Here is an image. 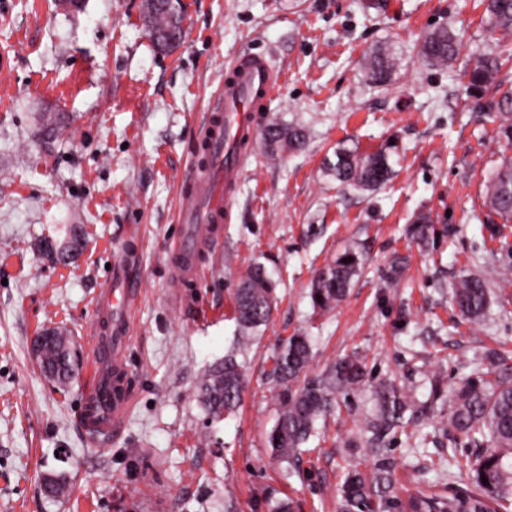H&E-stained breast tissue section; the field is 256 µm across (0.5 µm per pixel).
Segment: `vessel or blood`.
<instances>
[{"mask_svg": "<svg viewBox=\"0 0 512 512\" xmlns=\"http://www.w3.org/2000/svg\"><path fill=\"white\" fill-rule=\"evenodd\" d=\"M231 69L233 77L225 82L223 91L210 106L203 126L206 163L193 172L191 188L180 199L178 217L187 229L172 266L173 275L179 279L197 274L199 253L215 225L223 223L225 208L240 179L242 156L233 140L227 139L226 125L240 130L250 125L253 105L266 100L277 84L269 64L260 56L242 57ZM112 281V287L98 297L101 324L95 327L87 344V411L82 424L97 437L111 436L131 403L126 346L137 290L128 280L125 261L115 263Z\"/></svg>", "mask_w": 512, "mask_h": 512, "instance_id": "vessel-or-blood-1", "label": "vessel or blood"}]
</instances>
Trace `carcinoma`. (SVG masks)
<instances>
[{
  "mask_svg": "<svg viewBox=\"0 0 512 512\" xmlns=\"http://www.w3.org/2000/svg\"><path fill=\"white\" fill-rule=\"evenodd\" d=\"M482 16L490 38L512 36V0H482ZM144 20L154 47L168 48L183 37L182 19L163 10L158 0H145ZM464 48L463 36L453 29L439 28L427 33L419 52L431 66L444 67L456 60ZM505 64L492 49L473 57L465 71L467 90L475 97L480 112L495 114L498 135L512 145V87L504 89L499 73ZM363 67L375 87L392 82L396 56L380 48L364 56ZM261 138L267 152L279 155L303 150L308 142L299 124L271 119ZM335 160H327L324 173L341 185L374 190L390 177L392 168L383 153L362 155L349 140L336 145ZM485 204L489 212L504 221L512 220V159L487 176ZM434 232L427 214L409 225L408 235L417 244H429ZM360 253L347 249L324 265L311 281L310 299L323 312L336 308L347 296L360 274ZM276 283L265 269L255 265L241 277L233 290L234 319L239 336L224 360L209 366L196 385V397L214 418L234 413L244 390L243 368L252 333L266 324L272 313ZM453 300L466 320L477 323L490 306L487 283L467 275L453 286ZM487 362L473 364L448 398V441L464 436L472 451L439 459L448 469V482H431L409 504V512H512V367L496 350L485 354ZM313 360L312 342L303 332L288 337L272 355L270 381L274 384L276 418L267 443L273 456L295 463L309 451L308 444L319 435L317 423L341 411L339 397L365 387L366 364L359 355L345 356L319 374H309ZM38 366L56 387L65 389L79 372V354L68 331L56 328L55 335L39 350ZM374 413L360 429L351 448H367L372 461L365 467L348 468L337 489L340 512H373L396 506L393 474L397 462L389 454L390 436L406 430L418 405L405 385L391 379L371 384ZM488 483H483L482 479Z\"/></svg>",
  "mask_w": 512,
  "mask_h": 512,
  "instance_id": "cac0c4a2",
  "label": "carcinoma"
}]
</instances>
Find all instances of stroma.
Instances as JSON below:
<instances>
[{
    "label": "stroma",
    "mask_w": 512,
    "mask_h": 512,
    "mask_svg": "<svg viewBox=\"0 0 512 512\" xmlns=\"http://www.w3.org/2000/svg\"><path fill=\"white\" fill-rule=\"evenodd\" d=\"M176 0L184 35L156 49L143 0H0V512H337L344 469L361 461L347 442L373 404L346 396L341 413L296 472L266 443L275 417L267 372L296 331L311 336L322 372L357 351L372 378H394L428 403L419 436L390 444L395 486L408 501L435 472L427 458L463 454L442 419L460 377L496 349L512 358V222L491 223L485 180L512 157L492 115L476 111L463 71L485 46L478 0ZM463 30L466 49L444 69L417 54L426 32ZM377 47L400 58L393 83L372 87L362 56ZM264 57L279 77L260 121L280 114L306 126L304 151L267 155L260 133L223 224L201 250L203 273L169 271L182 226L180 196L206 157L208 106L237 59ZM385 153L393 168L374 191L342 187L324 173L338 142ZM430 214L434 243L406 229ZM85 244L80 264L43 258L39 241L64 230ZM364 265L346 299L314 310L312 277L345 249ZM406 265L393 277L390 262ZM129 261L139 289L126 350L132 405L111 437L87 434L82 380L61 390L40 373L30 342L61 327L84 345L111 263ZM277 281L270 321L255 333L246 388L234 414L216 420L195 397L201 373L237 336L233 289L251 265ZM490 289L482 321L462 319L452 299L461 277ZM436 370L438 388L425 374ZM65 476L66 495L41 479Z\"/></svg>",
    "instance_id": "1"
}]
</instances>
